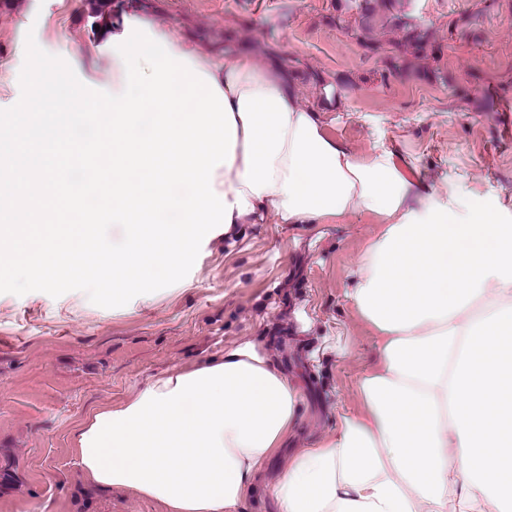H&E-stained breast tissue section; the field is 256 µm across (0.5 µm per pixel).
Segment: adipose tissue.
I'll return each instance as SVG.
<instances>
[{
	"label": "adipose tissue",
	"mask_w": 512,
	"mask_h": 512,
	"mask_svg": "<svg viewBox=\"0 0 512 512\" xmlns=\"http://www.w3.org/2000/svg\"><path fill=\"white\" fill-rule=\"evenodd\" d=\"M114 60L112 120L90 143L25 146L47 175L0 184V251L46 281L90 275L126 310L172 291L199 245L244 224L374 218L351 293L380 338L357 389L363 412L294 451L266 490L277 512H502L512 505V224L498 201L406 174L391 150L357 158L331 138L287 71L240 53L223 72L138 23ZM111 170L93 199L112 246L60 194L55 160L74 152ZM299 388L245 340L198 366L163 372L92 413L73 438L85 480L167 512H241L294 434Z\"/></svg>",
	"instance_id": "obj_1"
}]
</instances>
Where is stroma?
Segmentation results:
<instances>
[{
    "label": "stroma",
    "mask_w": 512,
    "mask_h": 512,
    "mask_svg": "<svg viewBox=\"0 0 512 512\" xmlns=\"http://www.w3.org/2000/svg\"><path fill=\"white\" fill-rule=\"evenodd\" d=\"M167 40L215 65L245 52L294 73L304 101L357 157L385 145L438 188L459 185L499 199L512 224V0H398L426 32L433 57L394 58L403 29L358 32L356 0H120ZM123 43L96 31L84 0H0V152L20 169L15 142L46 137L50 121L85 138L80 104L112 96ZM376 231L348 224H245L239 237L198 252L192 284L162 283L147 309L93 303L85 277L46 285L0 268V467L17 481L0 512H165L128 490L85 484L72 435L94 410L134 394L157 374L193 366L249 339L298 385L301 417L289 449L335 433L361 410L359 377L378 339L350 299L356 263Z\"/></svg>",
    "instance_id": "obj_1"
}]
</instances>
